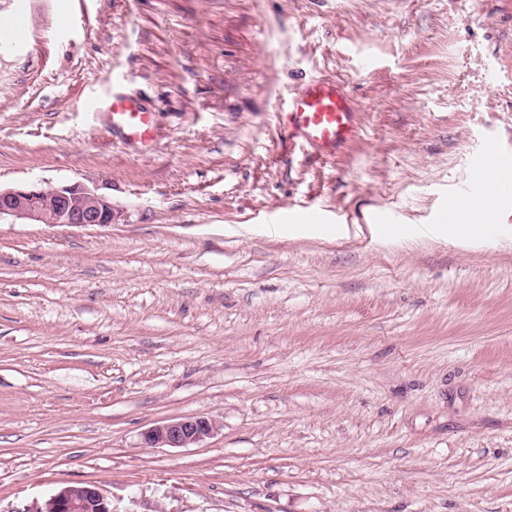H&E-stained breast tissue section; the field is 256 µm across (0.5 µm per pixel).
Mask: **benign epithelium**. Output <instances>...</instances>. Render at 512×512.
Returning a JSON list of instances; mask_svg holds the SVG:
<instances>
[{
    "label": "benign epithelium",
    "mask_w": 512,
    "mask_h": 512,
    "mask_svg": "<svg viewBox=\"0 0 512 512\" xmlns=\"http://www.w3.org/2000/svg\"><path fill=\"white\" fill-rule=\"evenodd\" d=\"M30 220L75 227L108 226L115 221L112 199L85 185H59L50 190L33 184L0 188V219ZM217 421L182 417L161 421L146 431L145 444L158 448H189L214 435ZM15 512H118L101 489L91 483H72L42 502Z\"/></svg>",
    "instance_id": "obj_1"
}]
</instances>
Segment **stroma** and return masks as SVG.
Masks as SVG:
<instances>
[{
    "instance_id": "obj_1",
    "label": "stroma",
    "mask_w": 512,
    "mask_h": 512,
    "mask_svg": "<svg viewBox=\"0 0 512 512\" xmlns=\"http://www.w3.org/2000/svg\"><path fill=\"white\" fill-rule=\"evenodd\" d=\"M20 7L0 186L81 183L117 218L0 219V512L78 482L118 512H512V198L484 247L434 232L486 196L485 142L512 153V0ZM315 76L362 129L324 161L282 129ZM188 416L220 429L144 444ZM112 127L121 131L130 145L149 147L157 138L154 113L138 100L126 95H113L110 104ZM219 430L217 421L205 417H182L161 421L146 431L145 444L158 448H189Z\"/></svg>"
}]
</instances>
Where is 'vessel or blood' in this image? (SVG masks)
<instances>
[{"instance_id":"1","label":"vessel or blood","mask_w":512,"mask_h":512,"mask_svg":"<svg viewBox=\"0 0 512 512\" xmlns=\"http://www.w3.org/2000/svg\"><path fill=\"white\" fill-rule=\"evenodd\" d=\"M113 127L121 131L128 144L142 147L154 143L158 129L153 112L138 100L114 95L110 104ZM355 103L344 85L333 79H310L292 96L285 114V137L304 146L318 157H336L358 135ZM511 158L504 155L498 142L487 141L477 161V173L490 176ZM442 221L466 224L471 219L468 200L450 196L441 214Z\"/></svg>"}]
</instances>
